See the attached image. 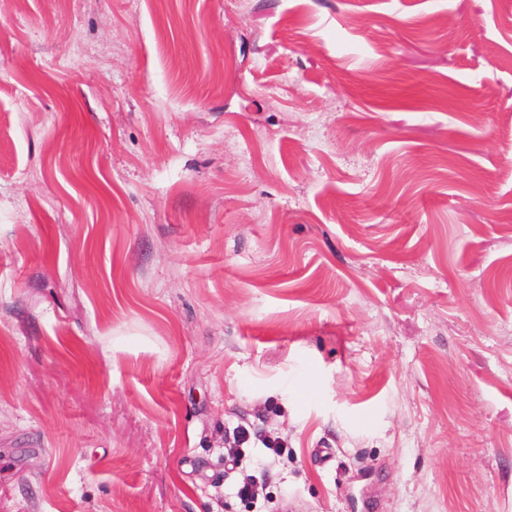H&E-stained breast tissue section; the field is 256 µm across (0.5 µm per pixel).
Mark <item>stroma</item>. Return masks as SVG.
I'll list each match as a JSON object with an SVG mask.
<instances>
[{"mask_svg": "<svg viewBox=\"0 0 512 512\" xmlns=\"http://www.w3.org/2000/svg\"><path fill=\"white\" fill-rule=\"evenodd\" d=\"M368 496L512 512V0H0V512ZM251 429V428H250ZM244 425H238L233 430V444L236 446H242L245 443H250L253 439V444L255 448H265L266 450L272 452L275 455H278L282 449V445L279 441V438H273L268 436L263 431L259 430H250ZM260 444L261 446H257Z\"/></svg>", "mask_w": 512, "mask_h": 512, "instance_id": "35a3bbf8", "label": "stroma"}]
</instances>
